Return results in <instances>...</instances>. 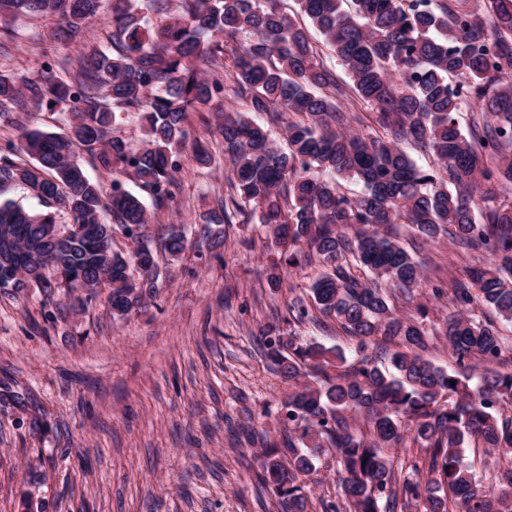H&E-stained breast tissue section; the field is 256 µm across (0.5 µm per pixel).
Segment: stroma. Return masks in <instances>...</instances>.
Segmentation results:
<instances>
[{
	"label": "stroma",
	"mask_w": 512,
	"mask_h": 512,
	"mask_svg": "<svg viewBox=\"0 0 512 512\" xmlns=\"http://www.w3.org/2000/svg\"><path fill=\"white\" fill-rule=\"evenodd\" d=\"M56 21L17 18L12 57L0 71L33 74L41 56L79 62L76 46L53 37ZM180 188L146 230L165 277L157 295L125 317L105 298L76 311L63 295L0 290V389H31L47 413L0 409V512H21L28 468L47 476L46 512H277L256 477L248 426L281 436L277 411L288 387L260 354V330L287 317L323 268L294 270L272 289L274 260L253 224H234L218 256L188 241L162 255L169 225L197 233L200 218L227 195L230 167L216 155L197 167L183 149ZM427 279L450 284L476 257L449 240L417 253ZM55 320H48L49 312ZM312 512L336 500L334 459L305 480Z\"/></svg>",
	"instance_id": "obj_1"
}]
</instances>
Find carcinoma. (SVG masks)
Masks as SVG:
<instances>
[{"mask_svg": "<svg viewBox=\"0 0 512 512\" xmlns=\"http://www.w3.org/2000/svg\"><path fill=\"white\" fill-rule=\"evenodd\" d=\"M143 0H112L105 49H91L69 80L0 74V120L43 104L61 108L67 131L18 126V143L0 151V195L24 186L46 210L0 200V289H29L50 302L57 294L86 306L108 290L112 315L125 316L156 295L161 268L146 240L157 209L174 198L178 149L189 139L187 116L221 101L228 91L249 111L284 125L286 149L243 113L223 106L208 124L224 145L231 178L228 198L201 218L200 235L222 245L233 216L266 229V247L295 267L319 261L326 269L308 300L288 304V324L322 315L357 340V358L268 324L260 332L266 361L288 380L281 400L282 438L260 441L258 480L281 512H308L300 477L331 455L341 476L342 502L323 512H512V360L495 318L512 323V203L498 201L512 185V0H181L180 11ZM102 0H0V30L20 16L59 20L57 35L81 44L84 25ZM307 19L347 70L350 89L370 107L383 131L363 133L343 111L345 89L306 30ZM232 59L228 69L221 61ZM467 104L477 115L467 131L456 120ZM143 129L138 147L118 134L122 115ZM430 152L432 168L417 166L401 144ZM93 154L117 175L111 191L90 180L79 153ZM362 183L349 196L316 171ZM140 185L148 208L123 187ZM73 224L63 229L56 214ZM410 224L425 241L443 237L486 259L453 282L454 311L442 326L425 327L428 301L445 297L424 279L421 264L394 226ZM138 242L130 256L101 243L108 231ZM187 244L186 227L170 225L169 255ZM138 277H133L131 268ZM425 293L415 314L398 312V297ZM458 370L424 359L439 338ZM486 365L473 380L469 361ZM0 405L33 414L29 393L9 388ZM413 446L421 461L403 474L393 450ZM494 449L500 459L495 490L477 486L466 451Z\"/></svg>", "mask_w": 512, "mask_h": 512, "instance_id": "obj_1", "label": "carcinoma"}]
</instances>
